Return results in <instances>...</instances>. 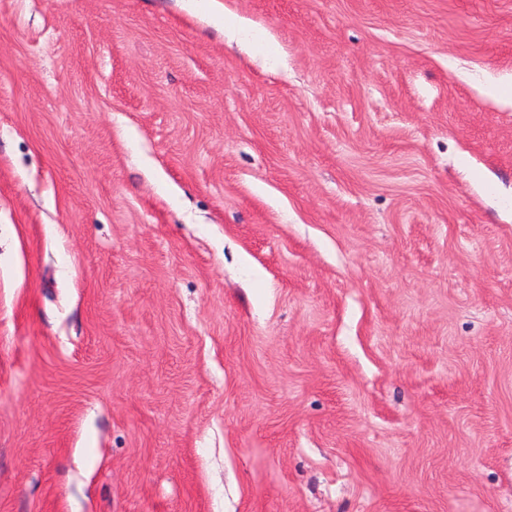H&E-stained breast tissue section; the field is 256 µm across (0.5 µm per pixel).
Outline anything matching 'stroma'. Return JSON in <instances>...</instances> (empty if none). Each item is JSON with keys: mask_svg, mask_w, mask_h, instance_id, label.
<instances>
[{"mask_svg": "<svg viewBox=\"0 0 512 512\" xmlns=\"http://www.w3.org/2000/svg\"><path fill=\"white\" fill-rule=\"evenodd\" d=\"M0 512H512V0H0Z\"/></svg>", "mask_w": 512, "mask_h": 512, "instance_id": "35a3bbf8", "label": "stroma"}]
</instances>
